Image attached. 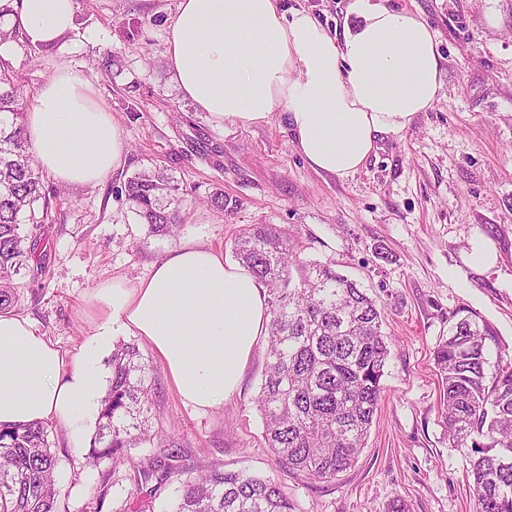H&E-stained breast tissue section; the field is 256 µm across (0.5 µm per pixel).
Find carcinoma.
I'll return each mask as SVG.
<instances>
[{"mask_svg": "<svg viewBox=\"0 0 512 512\" xmlns=\"http://www.w3.org/2000/svg\"><path fill=\"white\" fill-rule=\"evenodd\" d=\"M23 97L0 58V312L19 302L26 271L42 266L37 230L51 217L39 166L24 134ZM149 236L176 237L178 185L163 171L124 185ZM236 259L266 287L270 323L256 398L263 438L288 471L325 482L351 467L383 394L389 356L376 300L325 263L301 258L287 229L252 224L238 234ZM440 418L448 440L468 445L475 512H512V358L491 326L461 318L436 344ZM157 387L134 343L112 347V377L83 465L127 457L156 444L163 454L137 470L129 512L183 473L175 441L152 422ZM57 459L39 422L0 428V512H56ZM173 512H295L282 485L242 471L210 468L181 482Z\"/></svg>", "mask_w": 512, "mask_h": 512, "instance_id": "1", "label": "carcinoma"}]
</instances>
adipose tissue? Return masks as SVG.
Here are the masks:
<instances>
[{
	"label": "adipose tissue",
	"mask_w": 512,
	"mask_h": 512,
	"mask_svg": "<svg viewBox=\"0 0 512 512\" xmlns=\"http://www.w3.org/2000/svg\"><path fill=\"white\" fill-rule=\"evenodd\" d=\"M76 10V0H21L26 43L52 47L74 28ZM349 12L355 22L333 35L281 0H178L164 55L182 95L214 124L251 127L281 113L306 164L345 178L443 88L437 34L420 13L383 0H354ZM25 128L40 169L65 186L100 184L126 153L116 118L67 66L40 88ZM87 311L93 330L72 352L28 317L0 313V427L41 422L82 447L102 357L124 330L156 351L184 403L222 407L268 334L264 286L196 239L169 249L145 279L99 284Z\"/></svg>",
	"instance_id": "1"
}]
</instances>
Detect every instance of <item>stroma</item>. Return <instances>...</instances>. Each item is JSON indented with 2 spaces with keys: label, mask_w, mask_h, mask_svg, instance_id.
Instances as JSON below:
<instances>
[{
  "label": "stroma",
  "mask_w": 512,
  "mask_h": 512,
  "mask_svg": "<svg viewBox=\"0 0 512 512\" xmlns=\"http://www.w3.org/2000/svg\"><path fill=\"white\" fill-rule=\"evenodd\" d=\"M178 0H77L76 27L57 45L13 43L8 57L24 85V108L57 66L92 83L119 121L128 152L97 187H60L42 225L46 271L26 275L16 313L61 348L74 351L92 331L84 313L91 288L109 279L147 278L177 240L150 237L123 187L147 169L178 184L181 237L193 236L233 260L248 224L287 228L305 260L333 264L381 310L391 336L384 392L357 463L326 482L288 472L267 448L257 410L265 350L257 348L239 393L223 407L186 405L149 344L134 333L159 390L156 425L175 436L184 471L220 468L278 481L297 512H474L467 481L471 449L453 446L440 424L432 361L436 344L461 316L475 313L512 355V0H388L420 12L438 35L441 99L409 127L383 138L348 178L310 169L279 117L241 127L210 122L183 98L163 59L165 30ZM235 200L222 212L216 190ZM490 253L479 262L473 247ZM57 458L58 512H126L136 467L158 451L82 467L61 431L50 430Z\"/></svg>",
  "instance_id": "stroma-1"
}]
</instances>
